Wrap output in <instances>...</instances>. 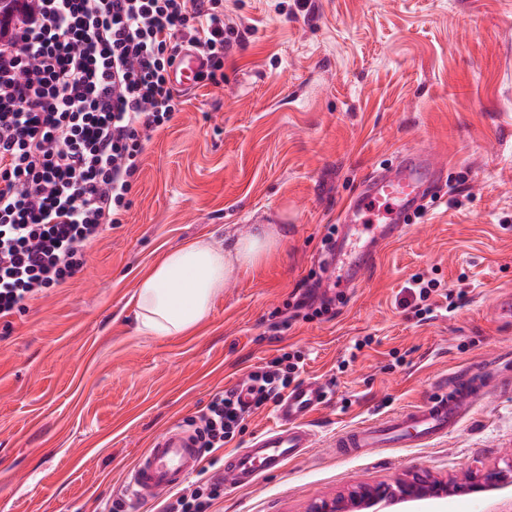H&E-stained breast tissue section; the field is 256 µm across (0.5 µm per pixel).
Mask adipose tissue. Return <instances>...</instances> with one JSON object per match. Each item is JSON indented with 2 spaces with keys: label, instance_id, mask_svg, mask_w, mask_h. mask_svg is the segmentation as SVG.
Masks as SVG:
<instances>
[{
  "label": "adipose tissue",
  "instance_id": "obj_1",
  "mask_svg": "<svg viewBox=\"0 0 512 512\" xmlns=\"http://www.w3.org/2000/svg\"><path fill=\"white\" fill-rule=\"evenodd\" d=\"M276 245L274 233L262 228L246 239L202 238L165 252L139 280L138 333L180 336L195 328L233 273L259 263Z\"/></svg>",
  "mask_w": 512,
  "mask_h": 512
}]
</instances>
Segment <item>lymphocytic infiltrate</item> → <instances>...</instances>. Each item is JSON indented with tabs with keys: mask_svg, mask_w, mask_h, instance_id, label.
<instances>
[{
	"mask_svg": "<svg viewBox=\"0 0 512 512\" xmlns=\"http://www.w3.org/2000/svg\"><path fill=\"white\" fill-rule=\"evenodd\" d=\"M207 57L199 84L224 83L223 0H19L0 26V322L74 278L84 249L121 223L152 132L183 103L169 70L183 47ZM301 354L248 376L251 407L215 395L192 423L214 450L249 408L280 399ZM220 483L197 481L160 512H207Z\"/></svg>",
	"mask_w": 512,
	"mask_h": 512,
	"instance_id": "1",
	"label": "lymphocytic infiltrate"
}]
</instances>
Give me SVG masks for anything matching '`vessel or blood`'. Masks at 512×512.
<instances>
[{
    "label": "vessel or blood",
    "mask_w": 512,
    "mask_h": 512,
    "mask_svg": "<svg viewBox=\"0 0 512 512\" xmlns=\"http://www.w3.org/2000/svg\"><path fill=\"white\" fill-rule=\"evenodd\" d=\"M202 69L200 56L182 51L170 70V80L177 88H191ZM442 172L441 162L432 156L408 152L369 179L366 191L345 212L341 239L329 250V286L346 288L361 280L376 264L381 250L407 231L419 202L431 195L432 184ZM487 393L488 386L481 379L457 374L452 382H441L436 395L421 406L344 430L333 445L343 456H357L370 448L431 445L456 430ZM327 398V389L320 381L305 380L292 386L275 407L274 425L230 457L223 479L241 485L252 483L313 447L315 436L309 423ZM200 465L193 433L172 427L138 454L128 476V488L135 499L152 501L184 485Z\"/></svg>",
    "instance_id": "1"
}]
</instances>
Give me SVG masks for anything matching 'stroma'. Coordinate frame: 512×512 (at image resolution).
I'll use <instances>...</instances> for the list:
<instances>
[{
	"mask_svg": "<svg viewBox=\"0 0 512 512\" xmlns=\"http://www.w3.org/2000/svg\"><path fill=\"white\" fill-rule=\"evenodd\" d=\"M224 84L194 86L152 133L119 224L83 270L33 300L0 340V512H102L128 495L138 452L188 426L215 394L273 356L331 395L315 448L254 484H225L209 512H307L358 484L414 474L456 481L512 463V392L476 405L448 439L340 458L337 432L420 406L443 379L512 365V0H223ZM427 149L447 171L430 205L330 313L292 308L325 271L324 239L364 178ZM273 228L277 247L234 272L181 336L136 331L141 275L202 237ZM452 293L426 321L411 276ZM250 413L208 477L273 423ZM512 512V487L408 501L391 512Z\"/></svg>",
	"mask_w": 512,
	"mask_h": 512,
	"instance_id": "stroma-1",
	"label": "stroma"
}]
</instances>
